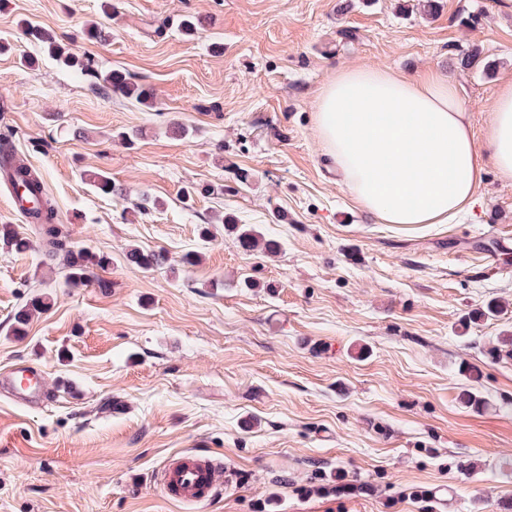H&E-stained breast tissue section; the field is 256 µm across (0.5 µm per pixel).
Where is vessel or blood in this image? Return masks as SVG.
<instances>
[{"instance_id":"b4317fda","label":"vessel or blood","mask_w":512,"mask_h":512,"mask_svg":"<svg viewBox=\"0 0 512 512\" xmlns=\"http://www.w3.org/2000/svg\"><path fill=\"white\" fill-rule=\"evenodd\" d=\"M0 381L13 387L19 399L44 398L42 377L38 370L20 366L0 376ZM223 461L185 453L171 457L160 471L159 482L164 493L180 502H201L212 497L222 484Z\"/></svg>"}]
</instances>
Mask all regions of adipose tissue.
Listing matches in <instances>:
<instances>
[{"instance_id":"adipose-tissue-1","label":"adipose tissue","mask_w":512,"mask_h":512,"mask_svg":"<svg viewBox=\"0 0 512 512\" xmlns=\"http://www.w3.org/2000/svg\"><path fill=\"white\" fill-rule=\"evenodd\" d=\"M314 122L345 186L383 224L448 223L477 204L486 166L512 178V81L481 139L442 70H339L318 94Z\"/></svg>"}]
</instances>
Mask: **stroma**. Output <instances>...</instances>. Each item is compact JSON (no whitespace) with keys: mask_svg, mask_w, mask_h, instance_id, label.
<instances>
[{"mask_svg":"<svg viewBox=\"0 0 512 512\" xmlns=\"http://www.w3.org/2000/svg\"><path fill=\"white\" fill-rule=\"evenodd\" d=\"M114 3L0 8V133L42 177L67 246L110 260L71 288L62 257L0 243V373L32 365L55 396L0 390V512H502L512 357L487 351L512 334V179L487 168L480 204L452 223L382 224L340 184L313 115L339 68H440L483 137L512 80V0H439L431 16L421 0ZM23 20L91 71L56 62ZM466 48L479 58L463 71ZM111 69L148 85L154 107L93 92ZM175 120L195 136L168 134ZM86 168L160 208H122ZM221 214L278 253L245 251ZM133 246L166 266L127 265ZM35 294L48 309L14 335ZM490 302L503 312L472 321ZM466 389L484 406L462 405ZM206 451L224 459L215 499L167 500L165 461ZM81 175L84 182L97 193L114 197L117 201L125 199L122 190L116 188L107 172L84 170Z\"/></svg>","mask_w":512,"mask_h":512,"instance_id":"1","label":"stroma"}]
</instances>
